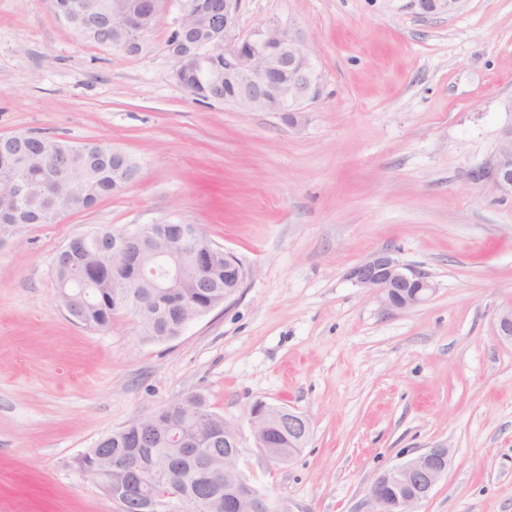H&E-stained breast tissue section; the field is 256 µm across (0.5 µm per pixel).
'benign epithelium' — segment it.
<instances>
[{
  "label": "benign epithelium",
  "instance_id": "benign-epithelium-1",
  "mask_svg": "<svg viewBox=\"0 0 512 512\" xmlns=\"http://www.w3.org/2000/svg\"><path fill=\"white\" fill-rule=\"evenodd\" d=\"M243 0H224V7L214 12L211 21L214 36L197 40L187 28L192 5L188 0L176 2L178 17L175 36L167 41V52L174 63L173 76L180 80L184 69L208 74L217 59H224V81L236 86L234 105L249 112H283L288 122L296 126L306 108L320 97L321 76L313 56L298 34L279 24H266L250 32L238 28V16ZM462 0H411V6L421 15H453L461 8ZM112 25L120 32L113 48L126 54L137 55L149 48L148 29L132 26L120 6L112 7ZM482 177L493 190L503 196L512 194V126L504 129ZM192 228L180 224L160 238L150 260L134 261L116 276L129 289L125 297L142 306L148 305L147 295L133 288L138 282H148L154 288H169L189 266L206 267L217 262L214 249L180 250L190 238ZM95 247L104 253L130 252L127 235L99 236ZM250 270L233 253L224 252V299L228 300L243 287ZM347 277L359 287L375 296L382 309L392 314L404 312L428 302L436 292L429 277L401 264L386 250L375 251L348 271ZM496 331L501 340L512 342V308L499 311ZM288 427L297 436V446L307 441L310 419L296 409H286L264 402L255 403L249 411L255 445L271 462L278 464L270 452L269 434L265 423L270 416ZM224 443L234 460L235 471L245 481L249 492L228 502L233 512H291L288 502L274 499L255 483L247 479L242 468L238 433L235 426L224 422ZM448 449L431 448L396 464L377 476L367 490V512H416V507L427 499L445 475ZM89 470L110 478V498L127 506L128 497L142 500L144 512H160L166 500L182 501L176 493L156 497L148 491L154 484L167 480L166 471L149 467L142 460L112 453L101 448Z\"/></svg>",
  "mask_w": 512,
  "mask_h": 512
}]
</instances>
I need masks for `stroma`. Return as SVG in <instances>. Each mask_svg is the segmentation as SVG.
<instances>
[{"mask_svg": "<svg viewBox=\"0 0 512 512\" xmlns=\"http://www.w3.org/2000/svg\"><path fill=\"white\" fill-rule=\"evenodd\" d=\"M165 13L137 56L80 38L48 0H0V136L109 142L137 182L0 241V512H122L80 460L136 416L200 394L292 512H365L385 468L434 446L418 512H512V195L473 171L512 125V0L422 16L410 0H244L239 28L306 39L322 97L300 126L194 100ZM194 224L250 275L172 339L73 322L54 274L78 234ZM389 250L432 298L384 314L347 277ZM258 401L305 413L287 462L255 446Z\"/></svg>", "mask_w": 512, "mask_h": 512, "instance_id": "1", "label": "stroma"}]
</instances>
